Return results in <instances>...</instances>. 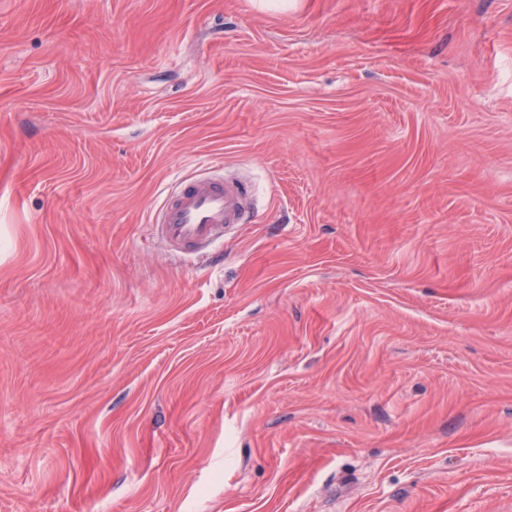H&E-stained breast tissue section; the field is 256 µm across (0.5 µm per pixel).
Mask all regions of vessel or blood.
Masks as SVG:
<instances>
[{"mask_svg": "<svg viewBox=\"0 0 512 512\" xmlns=\"http://www.w3.org/2000/svg\"><path fill=\"white\" fill-rule=\"evenodd\" d=\"M250 200L251 187L241 178L182 180L166 194L153 224L171 250L211 251L234 226L247 223Z\"/></svg>", "mask_w": 512, "mask_h": 512, "instance_id": "obj_1", "label": "vessel or blood"}]
</instances>
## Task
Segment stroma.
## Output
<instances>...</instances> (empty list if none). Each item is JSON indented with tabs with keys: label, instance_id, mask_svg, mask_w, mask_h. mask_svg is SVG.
<instances>
[{
	"label": "stroma",
	"instance_id": "obj_1",
	"mask_svg": "<svg viewBox=\"0 0 512 512\" xmlns=\"http://www.w3.org/2000/svg\"><path fill=\"white\" fill-rule=\"evenodd\" d=\"M0 512H512V0H0ZM251 198L246 179L181 180L151 223L171 250L209 253L234 226L247 223Z\"/></svg>",
	"mask_w": 512,
	"mask_h": 512
}]
</instances>
